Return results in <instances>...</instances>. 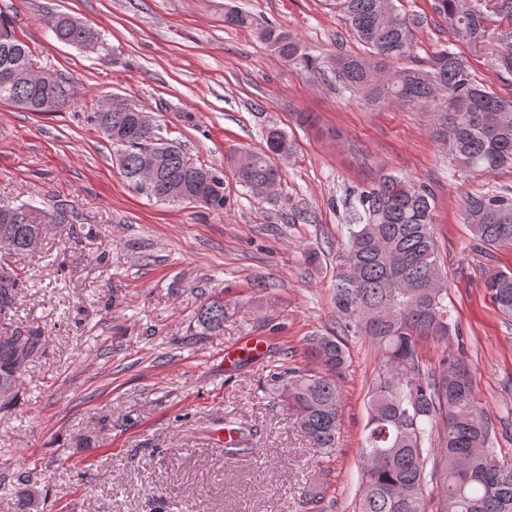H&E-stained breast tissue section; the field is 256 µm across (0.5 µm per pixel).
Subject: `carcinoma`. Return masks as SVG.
Segmentation results:
<instances>
[{"label": "carcinoma", "instance_id": "1", "mask_svg": "<svg viewBox=\"0 0 512 512\" xmlns=\"http://www.w3.org/2000/svg\"><path fill=\"white\" fill-rule=\"evenodd\" d=\"M368 49V56L338 55L327 71L343 90L365 104L382 107L392 101L433 106L438 138L451 165L472 177L512 169V97L497 94L477 80L467 61L444 48L429 62L386 69L385 63L412 57L417 15L400 12L395 0H325ZM436 13L458 41L488 37L486 16L464 0H434ZM224 23L249 28L253 17L235 7L224 9ZM52 31L60 42L81 46L100 41L101 32L83 22L75 25L61 13ZM262 40L288 63L314 67L303 44L277 26L260 29ZM509 48L494 59V68L512 76V30L498 33ZM74 97L54 73L42 79L32 69V49L0 12V102L28 112H58ZM54 107L45 106V100ZM137 105L126 112H93L91 121L117 146L125 179L150 197L144 181L146 157L164 153V177L182 183L195 199L170 202L222 210L226 196L213 194L208 183L224 179L201 164L186 168L188 155L157 137L156 126L136 123ZM265 146L250 152L248 165L236 171L238 182L262 197L280 184L283 170L276 159L295 151V143L276 125L263 131ZM435 194L393 174H383L356 198L349 217L348 239L338 255L333 301L342 330L359 331L381 351L380 371L367 398V422L361 439L363 472L355 512H427V480L440 484L436 512H512V462L494 451L496 432L476 395L471 364L464 353L446 356L434 374L422 369L418 356L423 337L446 340L452 330L448 291L438 256L434 227ZM0 238L12 250L0 255V317L12 310L23 271L41 238V211L32 205L0 206ZM464 223L479 246L512 248V191H476L464 201ZM484 288L498 311L512 318V269L488 273ZM206 331L224 327V299L214 297L197 312ZM41 337L17 330L0 336V410L18 397L17 373L38 350ZM308 351L322 360L327 373L306 370L279 375L274 391L298 412V426L322 458L337 447L343 395L335 374L347 362L345 343L334 335L313 336ZM431 470H426V467Z\"/></svg>", "mask_w": 512, "mask_h": 512}]
</instances>
